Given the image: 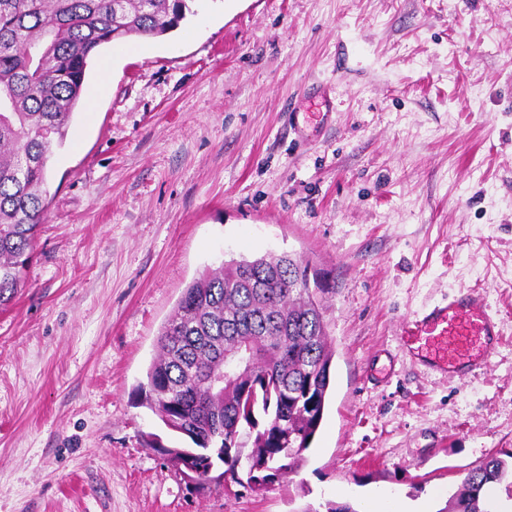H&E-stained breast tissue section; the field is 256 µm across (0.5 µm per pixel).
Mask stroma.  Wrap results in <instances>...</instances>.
I'll list each match as a JSON object with an SVG mask.
<instances>
[{
	"mask_svg": "<svg viewBox=\"0 0 512 512\" xmlns=\"http://www.w3.org/2000/svg\"><path fill=\"white\" fill-rule=\"evenodd\" d=\"M104 46L48 161L47 221L0 309V512H442L512 452V0H193ZM324 272L335 356L297 473L189 483L134 391L205 269ZM503 322L489 369L414 368L399 321L460 289ZM388 354L389 382L365 378Z\"/></svg>",
	"mask_w": 512,
	"mask_h": 512,
	"instance_id": "35a3bbf8",
	"label": "stroma"
}]
</instances>
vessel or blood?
<instances>
[{
	"instance_id": "vessel-or-blood-1",
	"label": "vessel or blood",
	"mask_w": 512,
	"mask_h": 512,
	"mask_svg": "<svg viewBox=\"0 0 512 512\" xmlns=\"http://www.w3.org/2000/svg\"><path fill=\"white\" fill-rule=\"evenodd\" d=\"M399 340L425 370L461 381L488 367L500 330L482 298L462 290L404 320Z\"/></svg>"
}]
</instances>
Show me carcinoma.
<instances>
[{
	"label": "carcinoma",
	"instance_id": "carcinoma-1",
	"mask_svg": "<svg viewBox=\"0 0 512 512\" xmlns=\"http://www.w3.org/2000/svg\"><path fill=\"white\" fill-rule=\"evenodd\" d=\"M189 0H0V307L23 284L47 203V162L64 142L89 58L130 37L179 27ZM291 256L231 261L185 288L161 327L136 405L197 448L224 449V474L265 464L282 478L323 419L333 358L326 288ZM253 437L245 455L240 435ZM512 463L495 454L465 474L443 512H498L485 495Z\"/></svg>",
	"mask_w": 512,
	"mask_h": 512
}]
</instances>
